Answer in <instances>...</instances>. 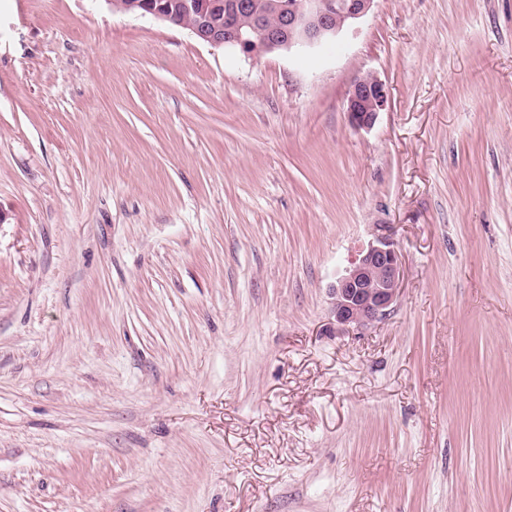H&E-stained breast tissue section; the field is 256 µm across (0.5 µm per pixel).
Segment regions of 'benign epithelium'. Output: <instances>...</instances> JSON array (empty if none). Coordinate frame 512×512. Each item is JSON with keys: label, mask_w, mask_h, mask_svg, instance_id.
I'll list each match as a JSON object with an SVG mask.
<instances>
[{"label": "benign epithelium", "mask_w": 512, "mask_h": 512, "mask_svg": "<svg viewBox=\"0 0 512 512\" xmlns=\"http://www.w3.org/2000/svg\"><path fill=\"white\" fill-rule=\"evenodd\" d=\"M374 0H269L267 16L276 26L252 16L251 0H185L187 28L201 42L228 46L248 58L272 52L300 53L336 41L365 18ZM113 9L172 21L168 0H109ZM390 104L386 84L375 76L357 79L346 98L349 123L371 128ZM402 264L393 244L370 243L330 288L336 331H362L390 310L400 291Z\"/></svg>", "instance_id": "benign-epithelium-1"}]
</instances>
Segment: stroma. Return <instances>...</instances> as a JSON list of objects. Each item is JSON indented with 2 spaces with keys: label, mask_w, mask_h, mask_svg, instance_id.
<instances>
[{
  "label": "stroma",
  "mask_w": 512,
  "mask_h": 512,
  "mask_svg": "<svg viewBox=\"0 0 512 512\" xmlns=\"http://www.w3.org/2000/svg\"><path fill=\"white\" fill-rule=\"evenodd\" d=\"M0 512H512V0L254 60L0 0ZM390 104V93L386 84L375 76L357 79L346 98L349 123L357 129H370L380 112ZM401 276L393 244L385 239L370 243L330 288L336 331H362L386 315L398 297Z\"/></svg>",
  "instance_id": "35a3bbf8"
}]
</instances>
